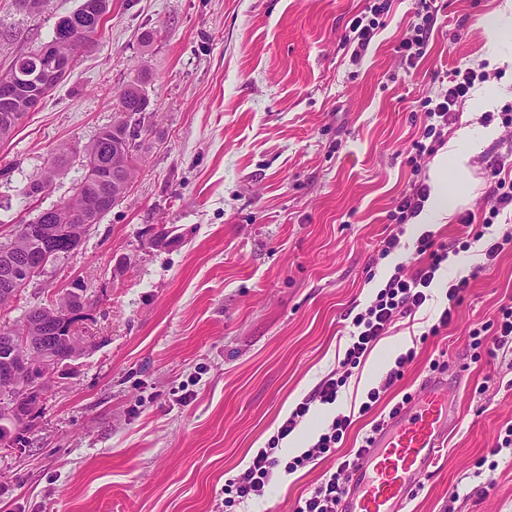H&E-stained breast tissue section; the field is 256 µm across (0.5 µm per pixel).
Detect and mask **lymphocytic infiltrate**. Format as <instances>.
<instances>
[{"label":"lymphocytic infiltrate","mask_w":512,"mask_h":512,"mask_svg":"<svg viewBox=\"0 0 512 512\" xmlns=\"http://www.w3.org/2000/svg\"><path fill=\"white\" fill-rule=\"evenodd\" d=\"M390 0H374L367 15L355 18L351 28L350 43L353 58L364 55L378 28L380 19L388 13ZM484 73L472 68H456L448 74V85L440 89L435 98L429 99L424 114L422 140L413 145L414 159L431 155V142L440 138L443 130L456 119V108L471 97L478 83L484 82ZM485 177L489 183V196L493 204L485 214L482 224L475 228L470 239L446 242L433 231H423L415 242L419 265L412 273H405L403 266H395L374 300L352 321L349 342L340 362L339 370L328 373L312 394L297 403L271 436L264 448L253 456L249 466L224 485V512H242L250 502L263 498L275 475L293 474L315 460L336 453L344 444L352 425L350 416H334L314 442L294 456L282 453V442L288 438L307 416L314 404H335L346 387L352 371L358 368L383 336L388 335L397 322L414 318L417 311L432 299V289L440 278L450 255L470 250L473 244H481L486 262H493L501 253L512 250V232L494 234L491 231L496 218L504 211H512V166L504 161L487 165ZM430 195L425 183L412 185L394 199L389 218L393 229L383 240L380 257H387L400 245L406 226L423 209ZM473 349L484 350L488 356L498 351L512 349V295L500 304L491 323L475 325L469 332ZM380 422H373L371 434L365 435L360 447L342 456L335 471L325 473L320 485L308 496L299 499L296 512H339L340 498L349 479L350 471L372 444L373 432L379 431Z\"/></svg>","instance_id":"obj_1"}]
</instances>
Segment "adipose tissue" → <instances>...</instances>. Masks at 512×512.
I'll return each mask as SVG.
<instances>
[{
    "mask_svg": "<svg viewBox=\"0 0 512 512\" xmlns=\"http://www.w3.org/2000/svg\"><path fill=\"white\" fill-rule=\"evenodd\" d=\"M476 133L486 141L493 140L497 136L496 129L491 126L479 128L465 126L457 131L455 137L449 142L447 151L439 154L431 167L430 196L424 210L416 218L417 223L446 221L461 202V176L469 161V154L464 146Z\"/></svg>",
    "mask_w": 512,
    "mask_h": 512,
    "instance_id": "1",
    "label": "adipose tissue"
}]
</instances>
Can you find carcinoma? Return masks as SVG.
<instances>
[{"label":"carcinoma","instance_id":"carcinoma-1","mask_svg":"<svg viewBox=\"0 0 512 512\" xmlns=\"http://www.w3.org/2000/svg\"><path fill=\"white\" fill-rule=\"evenodd\" d=\"M104 6L101 10L93 13L88 10L87 0H81L79 7L72 13L59 18L54 27V35L47 43L53 48V54L41 57L40 52L16 57L11 68L19 69L30 74L42 66L51 63L52 59L75 61L76 54L82 46H88L95 42L96 37L103 24V17L109 7V0H103ZM147 75L128 84L119 94L117 106L123 111L139 116L133 124H125L117 129L108 125L103 127L96 138L88 145L92 153L99 155L101 162L112 164V158L120 156L122 166L115 170V173L122 174V177L132 181L136 167L141 161L140 150L143 149V141L152 133L153 124H144L142 114L148 117L155 116L153 112H147L146 107L150 101L145 93L144 85ZM36 90L34 82L30 81L23 86L13 90L17 102L10 110L0 108V139H5L16 129L20 121L27 114L22 101L27 94ZM67 149H57L47 168L39 175L29 179L23 188V194L27 197L36 198L43 195L49 188L53 178L62 170ZM93 170L87 168L82 177L74 187L75 195L84 196L90 200H97L101 197L112 196V181H101L93 178ZM66 210L63 204L46 208L39 212L37 217L28 224L17 226L14 239L25 238L29 245L39 251L49 245L60 250L61 257L69 256L73 249L69 248L61 236L62 225L58 221V212ZM42 317L41 308L38 305L32 306L24 311L23 317L16 323L0 321V333L6 331L13 336H28L31 334L32 324ZM80 318L74 316V311L52 320V322L40 330L41 338L37 339V352L46 351L51 357L59 362L69 363L74 360L73 341L78 336L76 323ZM36 415L26 414L24 416H10L4 420L0 419V441L10 438H17V434L25 429Z\"/></svg>","mask_w":512,"mask_h":512}]
</instances>
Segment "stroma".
I'll return each mask as SVG.
<instances>
[{
    "label": "stroma",
    "instance_id": "stroma-1",
    "mask_svg": "<svg viewBox=\"0 0 512 512\" xmlns=\"http://www.w3.org/2000/svg\"><path fill=\"white\" fill-rule=\"evenodd\" d=\"M505 0H434L426 56L407 68L415 0H393L367 53L345 43L367 0H110L94 44L70 74L0 141V244L18 224L69 200L85 147L112 123L119 92L141 73L153 132L128 192L75 254L48 267L9 314L61 297L74 280L97 300L79 331L95 346L58 380L19 441L0 444V512H224V483L243 472L295 405L337 369L348 313L375 298L367 280L412 269L422 225L386 258L392 200L434 163L409 164L425 102L457 67H484L498 96H471L459 127L512 110V69L490 61L486 19ZM81 0L19 10L0 0V74L38 51ZM66 147L44 196L23 187ZM461 210L482 221L483 172L512 153V129L468 147ZM171 230L153 246L147 232ZM130 261L116 269L119 255ZM470 286L442 335L397 327L354 369L336 404L310 411L295 434L313 442L329 418L358 409L397 354L415 349L385 395L417 393L434 359L458 416L448 446L405 512H512V450L482 461L512 424V354L474 360L468 331L512 295V251L485 265L478 248L448 260ZM336 457L279 475L246 512H294Z\"/></svg>",
    "mask_w": 512,
    "mask_h": 512
}]
</instances>
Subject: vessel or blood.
Returning a JSON list of instances; mask_svg holds the SVG:
<instances>
[{
  "mask_svg": "<svg viewBox=\"0 0 512 512\" xmlns=\"http://www.w3.org/2000/svg\"><path fill=\"white\" fill-rule=\"evenodd\" d=\"M454 419L444 383L424 380L413 407L376 435L353 469L341 512H404L416 480L429 473L444 448Z\"/></svg>",
  "mask_w": 512,
  "mask_h": 512,
  "instance_id": "1",
  "label": "vessel or blood"
}]
</instances>
